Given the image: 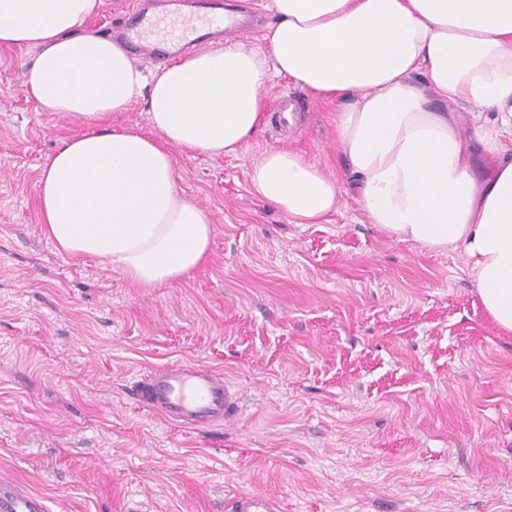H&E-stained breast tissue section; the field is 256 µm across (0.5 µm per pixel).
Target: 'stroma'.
<instances>
[{
  "label": "stroma",
  "mask_w": 512,
  "mask_h": 512,
  "mask_svg": "<svg viewBox=\"0 0 512 512\" xmlns=\"http://www.w3.org/2000/svg\"><path fill=\"white\" fill-rule=\"evenodd\" d=\"M33 54L0 45V476L50 512H231L241 491L282 512H512V333L462 251L398 241L348 194L294 224L252 186L272 148L349 186L336 101L275 77L261 109L295 93L293 124L176 152L210 255L142 288L43 234L41 172L83 127L27 99ZM176 361L223 372L237 413L198 430L139 404L135 377Z\"/></svg>",
  "instance_id": "stroma-1"
}]
</instances>
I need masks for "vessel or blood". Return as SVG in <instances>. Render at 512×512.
Instances as JSON below:
<instances>
[{
	"instance_id": "b4317fda",
	"label": "vessel or blood",
	"mask_w": 512,
	"mask_h": 512,
	"mask_svg": "<svg viewBox=\"0 0 512 512\" xmlns=\"http://www.w3.org/2000/svg\"><path fill=\"white\" fill-rule=\"evenodd\" d=\"M158 21L157 14L135 10L117 29V36L132 48L134 63L178 53V45L153 38ZM203 26L202 41L221 37L229 42L246 36L248 23L234 14H214L204 16ZM133 391L140 404L166 420L196 429L223 424L235 414L240 401L223 374L191 362L172 363L144 374L135 381ZM231 509L232 512H280L275 497L249 491L236 493ZM0 512H48V508L43 497L0 477Z\"/></svg>"
}]
</instances>
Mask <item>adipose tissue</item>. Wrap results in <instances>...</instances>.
<instances>
[{"label":"adipose tissue","mask_w":512,"mask_h":512,"mask_svg":"<svg viewBox=\"0 0 512 512\" xmlns=\"http://www.w3.org/2000/svg\"><path fill=\"white\" fill-rule=\"evenodd\" d=\"M98 0H0V44L35 54L24 88L81 120L38 182L44 235L151 288L208 257L211 218L178 188L174 151L233 154L255 133L274 75L340 101L336 142L369 223L396 239L462 249L492 322L512 332V0H271L266 50L204 49L143 72L85 22ZM146 99L152 135L107 125ZM483 129L476 177L460 103ZM250 181L297 224L337 210L341 190L301 155L271 149Z\"/></svg>","instance_id":"adipose-tissue-1"}]
</instances>
